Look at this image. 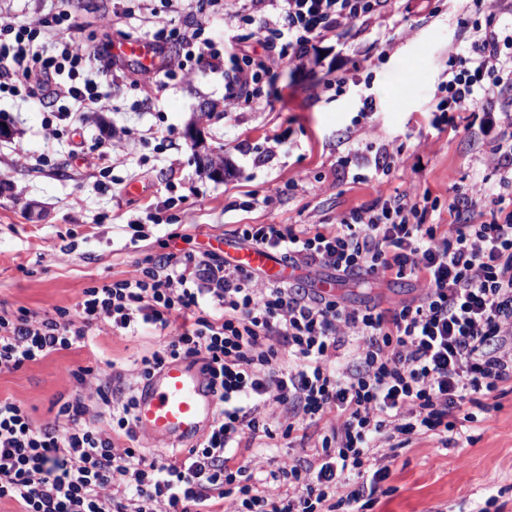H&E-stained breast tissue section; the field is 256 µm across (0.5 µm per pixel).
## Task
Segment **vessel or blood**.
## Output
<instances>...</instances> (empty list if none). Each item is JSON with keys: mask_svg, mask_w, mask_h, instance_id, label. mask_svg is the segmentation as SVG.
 I'll return each mask as SVG.
<instances>
[{"mask_svg": "<svg viewBox=\"0 0 512 512\" xmlns=\"http://www.w3.org/2000/svg\"><path fill=\"white\" fill-rule=\"evenodd\" d=\"M224 258L246 270L264 271L274 281L289 278L287 266L276 263L267 252L238 247L229 239L224 242ZM216 406L210 376L201 363L178 358L167 362L140 389L135 410L137 431L161 450L196 440L211 424Z\"/></svg>", "mask_w": 512, "mask_h": 512, "instance_id": "vessel-or-blood-1", "label": "vessel or blood"}]
</instances>
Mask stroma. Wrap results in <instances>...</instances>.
Here are the masks:
<instances>
[{
	"label": "stroma",
	"mask_w": 512,
	"mask_h": 512,
	"mask_svg": "<svg viewBox=\"0 0 512 512\" xmlns=\"http://www.w3.org/2000/svg\"><path fill=\"white\" fill-rule=\"evenodd\" d=\"M397 7L329 33L301 67L272 63L271 109L225 111L223 73L178 69L172 43L164 51L176 66L172 78L135 86L136 65L127 63L125 78L108 86L104 108L77 123L57 122L54 136L39 98L1 96L0 119L12 134L0 139V311L75 307L84 288L128 276L138 260L162 253L173 232L181 235L177 248L208 252L242 224L329 226L378 196L408 189L437 198L428 223L450 224L449 182L463 187L484 172L497 137L463 118L437 130L431 107L456 46L474 26H485L486 15L472 0H398ZM0 9L19 24L66 13L78 45L144 40L163 24L190 19L188 9L169 11L163 0H0ZM329 71L345 78L343 89L323 86ZM406 81L417 93L398 97ZM204 102L211 106L206 118ZM194 122L223 155V180L198 173L187 137ZM100 140L111 144L109 157L93 151ZM383 143L402 159L388 177L363 166ZM169 198L174 204L159 222L147 221L150 206ZM138 221L144 236L135 242L129 226ZM424 288L406 278L372 288L346 282L335 293L348 305L388 308L419 300ZM158 343L150 329L127 338L99 325L91 346L0 375V398L22 405L35 424L50 422L60 397L92 394L77 388L72 371L96 361L128 369ZM482 402L455 446L420 437L386 451L387 491L372 512H481L492 496L498 512H512V382Z\"/></svg>",
	"instance_id": "1"
}]
</instances>
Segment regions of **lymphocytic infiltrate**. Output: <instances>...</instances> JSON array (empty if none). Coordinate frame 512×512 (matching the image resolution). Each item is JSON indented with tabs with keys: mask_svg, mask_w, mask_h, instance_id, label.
Here are the masks:
<instances>
[{
	"mask_svg": "<svg viewBox=\"0 0 512 512\" xmlns=\"http://www.w3.org/2000/svg\"><path fill=\"white\" fill-rule=\"evenodd\" d=\"M250 42L222 53L204 25L156 30L150 46L178 43L187 62L224 73L229 109L252 106L272 61L302 60L321 35L371 18L386 0H249ZM65 15L35 26L0 15V94L49 92L61 118L97 108L103 80L119 70L111 45L80 48ZM512 35L475 30L455 49L458 70L440 86L435 126L512 89ZM499 182L448 186L446 231L427 223L428 197L404 192L359 206L332 229L242 224L245 244L295 269L325 267L337 279H423L416 303L381 310L348 306L300 278L259 283L256 272L180 249L148 255L129 276L86 288L75 308L0 314V374L53 353L88 346L99 323L133 337L160 331L135 361L136 380L98 367L73 373L96 382V408L81 394L59 399L52 422L34 425L0 399V500L20 512H371L389 475L383 449L429 436L448 447L459 420L512 381V114L499 119L489 158ZM202 361L218 399L201 440L178 456L135 447L139 384L169 360ZM323 422L311 453L238 459L242 443L291 439Z\"/></svg>",
	"mask_w": 512,
	"mask_h": 512,
	"instance_id": "obj_1",
	"label": "lymphocytic infiltrate"
}]
</instances>
